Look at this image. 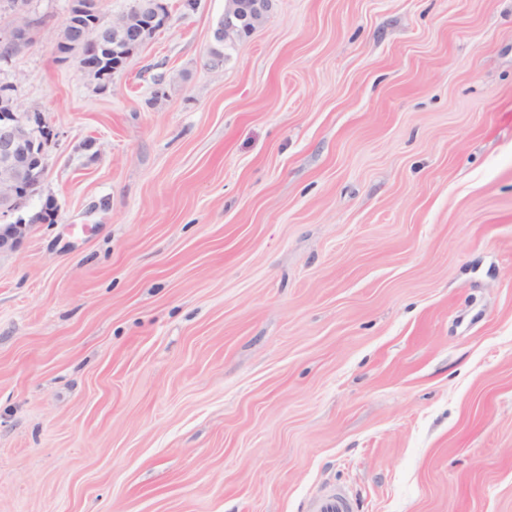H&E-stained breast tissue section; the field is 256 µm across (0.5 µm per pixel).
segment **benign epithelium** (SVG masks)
<instances>
[{
  "instance_id": "7a95c632",
  "label": "benign epithelium",
  "mask_w": 512,
  "mask_h": 512,
  "mask_svg": "<svg viewBox=\"0 0 512 512\" xmlns=\"http://www.w3.org/2000/svg\"><path fill=\"white\" fill-rule=\"evenodd\" d=\"M29 0H13L11 13L0 23V45L8 48L7 56L13 57L27 49L32 34L39 24L31 15ZM272 0H224V14L214 30V40L234 44L243 35L253 32L270 11ZM161 11L155 0H142L138 17L128 13L108 20L109 30L117 42H126V57H132L144 43L158 31ZM68 36L75 54L84 59L82 72L96 82L103 81L96 64L92 62L103 40V30L81 26L72 29L67 22L60 36ZM8 86L0 83V251L14 250L23 242L30 225L15 224L8 218L19 211L20 194L29 189L33 177L34 149L45 137L44 125L38 123L34 113L22 106L7 93Z\"/></svg>"
}]
</instances>
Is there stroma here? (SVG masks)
Returning <instances> with one entry per match:
<instances>
[{
	"mask_svg": "<svg viewBox=\"0 0 512 512\" xmlns=\"http://www.w3.org/2000/svg\"><path fill=\"white\" fill-rule=\"evenodd\" d=\"M165 2L105 90L69 0L0 62V512H512V0H273L216 69ZM69 18H67L68 21ZM66 21V26L60 32L58 38L65 35L71 39V45L75 54L84 59L82 72L90 76L97 82L96 89H99L101 81H104L102 74L99 72L96 64L92 62L93 56L97 53L99 45L103 40V30L92 29L91 26H80L76 23ZM72 25L79 26V29L73 30ZM57 38V39H58ZM0 82V221L19 211L20 194L33 177L34 149L46 139L43 124L34 112L24 110ZM2 112V114H1ZM41 131L45 136L41 135ZM19 219V218H17ZM16 219V220H17ZM15 220V221H16ZM4 222L0 225V251L14 250L23 242L30 224ZM312 512H354L353 502L344 492L336 490L316 498Z\"/></svg>",
	"mask_w": 512,
	"mask_h": 512,
	"instance_id": "1",
	"label": "stroma"
}]
</instances>
